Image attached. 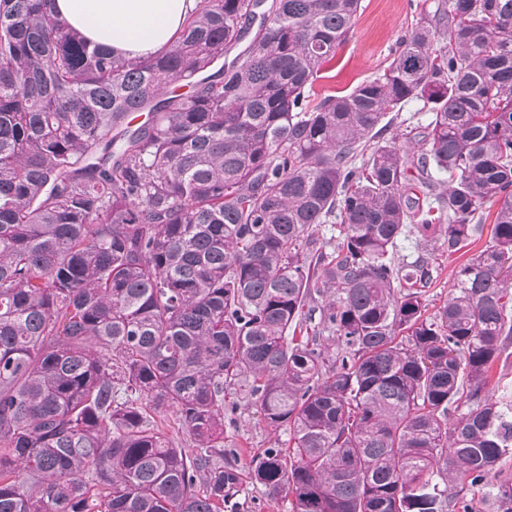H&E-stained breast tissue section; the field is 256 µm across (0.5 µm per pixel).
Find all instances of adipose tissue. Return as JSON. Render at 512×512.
Listing matches in <instances>:
<instances>
[{
    "mask_svg": "<svg viewBox=\"0 0 512 512\" xmlns=\"http://www.w3.org/2000/svg\"><path fill=\"white\" fill-rule=\"evenodd\" d=\"M196 0H54L53 8L88 42L123 57L168 49Z\"/></svg>",
    "mask_w": 512,
    "mask_h": 512,
    "instance_id": "ef3b65f1",
    "label": "adipose tissue"
}]
</instances>
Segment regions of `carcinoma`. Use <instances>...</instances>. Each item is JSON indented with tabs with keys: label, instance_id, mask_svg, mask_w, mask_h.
Instances as JSON below:
<instances>
[{
	"label": "carcinoma",
	"instance_id": "1",
	"mask_svg": "<svg viewBox=\"0 0 512 512\" xmlns=\"http://www.w3.org/2000/svg\"><path fill=\"white\" fill-rule=\"evenodd\" d=\"M361 2L199 0L123 59L52 0H0V512H223L239 395L288 430L249 476L291 512H475L458 486L512 457L486 394L512 339V0L421 9L383 73L314 104ZM414 98L418 155L385 138ZM492 201L427 313L431 257L397 240L452 251ZM498 205L494 204L486 208L483 215V223L477 234L472 237L467 246L455 252H448V248L440 247L433 255V281L424 290L425 298L428 303L429 314L435 312L437 308L448 299V292L451 289L455 275L459 267L474 254L482 250L493 235V221Z\"/></svg>",
	"mask_w": 512,
	"mask_h": 512
}]
</instances>
